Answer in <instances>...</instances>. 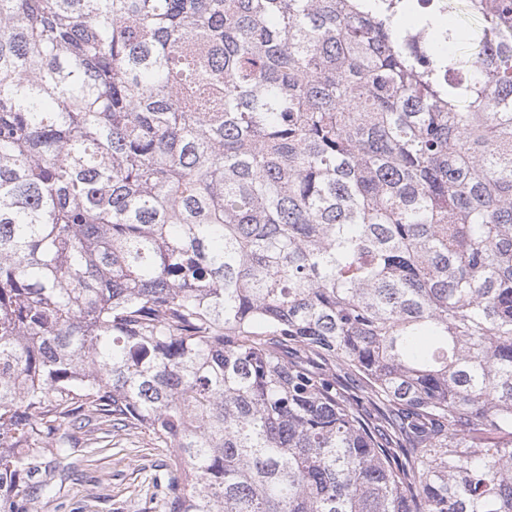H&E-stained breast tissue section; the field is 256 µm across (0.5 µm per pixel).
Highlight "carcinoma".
<instances>
[{"mask_svg": "<svg viewBox=\"0 0 512 512\" xmlns=\"http://www.w3.org/2000/svg\"><path fill=\"white\" fill-rule=\"evenodd\" d=\"M410 4L0 0V512H512V0ZM77 436L71 470L30 512H164L154 479L166 477L173 448L155 445L144 430L112 433L106 448H84Z\"/></svg>", "mask_w": 512, "mask_h": 512, "instance_id": "cac0c4a2", "label": "carcinoma"}]
</instances>
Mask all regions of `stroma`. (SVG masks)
<instances>
[{
	"label": "stroma",
	"mask_w": 512,
	"mask_h": 512,
	"mask_svg": "<svg viewBox=\"0 0 512 512\" xmlns=\"http://www.w3.org/2000/svg\"><path fill=\"white\" fill-rule=\"evenodd\" d=\"M172 458L144 431L112 434L104 448L76 446L71 470L31 512H164L154 480L166 477Z\"/></svg>",
	"instance_id": "stroma-1"
}]
</instances>
